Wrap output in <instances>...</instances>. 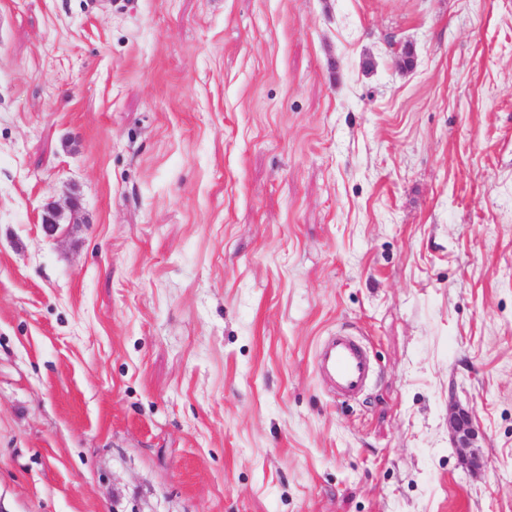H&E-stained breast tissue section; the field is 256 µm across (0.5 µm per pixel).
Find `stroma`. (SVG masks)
I'll return each instance as SVG.
<instances>
[{"label": "stroma", "instance_id": "obj_1", "mask_svg": "<svg viewBox=\"0 0 512 512\" xmlns=\"http://www.w3.org/2000/svg\"><path fill=\"white\" fill-rule=\"evenodd\" d=\"M0 512H512V0H0ZM317 366L331 388L342 396L361 392L372 374L366 348L349 333L328 337L318 351ZM448 428L455 448H461L462 463L472 470L480 469L482 433L474 423L472 412L460 407L453 408L448 417Z\"/></svg>", "mask_w": 512, "mask_h": 512}]
</instances>
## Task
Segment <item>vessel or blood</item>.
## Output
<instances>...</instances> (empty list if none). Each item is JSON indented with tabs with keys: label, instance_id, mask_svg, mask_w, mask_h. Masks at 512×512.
<instances>
[{
	"label": "vessel or blood",
	"instance_id": "b4317fda",
	"mask_svg": "<svg viewBox=\"0 0 512 512\" xmlns=\"http://www.w3.org/2000/svg\"><path fill=\"white\" fill-rule=\"evenodd\" d=\"M317 366L331 388L342 396L361 392L372 374L366 348L349 333L328 337L318 351Z\"/></svg>",
	"mask_w": 512,
	"mask_h": 512
}]
</instances>
